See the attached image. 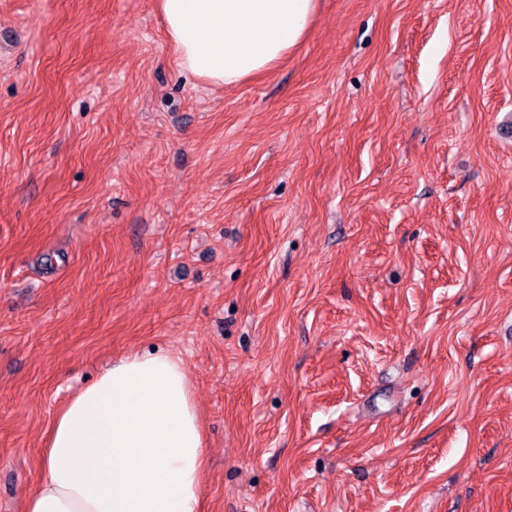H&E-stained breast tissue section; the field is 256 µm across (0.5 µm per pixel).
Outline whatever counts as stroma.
Returning <instances> with one entry per match:
<instances>
[{
  "label": "stroma",
  "instance_id": "35a3bbf8",
  "mask_svg": "<svg viewBox=\"0 0 512 512\" xmlns=\"http://www.w3.org/2000/svg\"><path fill=\"white\" fill-rule=\"evenodd\" d=\"M156 350L202 512H512V0H320L230 87L157 0H0V512Z\"/></svg>",
  "mask_w": 512,
  "mask_h": 512
}]
</instances>
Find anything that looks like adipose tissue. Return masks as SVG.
<instances>
[{
  "mask_svg": "<svg viewBox=\"0 0 512 512\" xmlns=\"http://www.w3.org/2000/svg\"><path fill=\"white\" fill-rule=\"evenodd\" d=\"M181 69L213 86L299 46L317 0H159ZM25 512H202L206 448L188 373L163 351L106 369L57 413Z\"/></svg>",
  "mask_w": 512,
  "mask_h": 512,
  "instance_id": "1",
  "label": "adipose tissue"
}]
</instances>
